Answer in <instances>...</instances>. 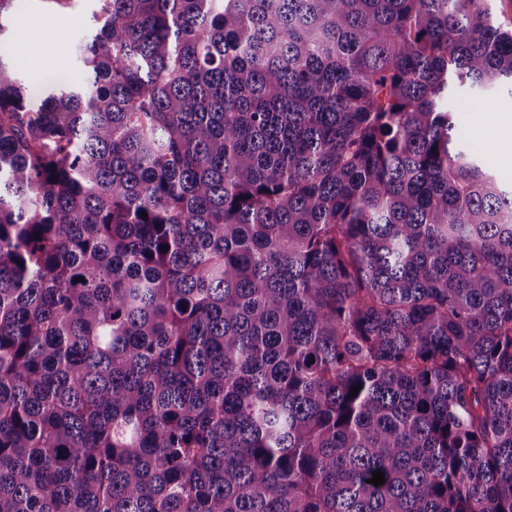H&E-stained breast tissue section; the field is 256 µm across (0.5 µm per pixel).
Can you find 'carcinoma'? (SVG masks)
I'll return each instance as SVG.
<instances>
[{
	"instance_id": "obj_1",
	"label": "carcinoma",
	"mask_w": 512,
	"mask_h": 512,
	"mask_svg": "<svg viewBox=\"0 0 512 512\" xmlns=\"http://www.w3.org/2000/svg\"><path fill=\"white\" fill-rule=\"evenodd\" d=\"M95 2L0 54V512H512L493 0ZM51 0H18L19 21L10 43L15 61L23 68L27 84L38 88L66 76L78 69L74 57V44L79 35L93 25L91 0H72L67 5H57ZM24 33L31 51L19 46ZM31 59L38 67L27 69ZM458 97V124L464 143L478 156L483 167L491 171L503 189L512 187V167L503 164L502 150L496 145L497 137L490 130L481 133L484 119L499 112L512 113V90L509 85L483 93L473 105L464 91Z\"/></svg>"
}]
</instances>
